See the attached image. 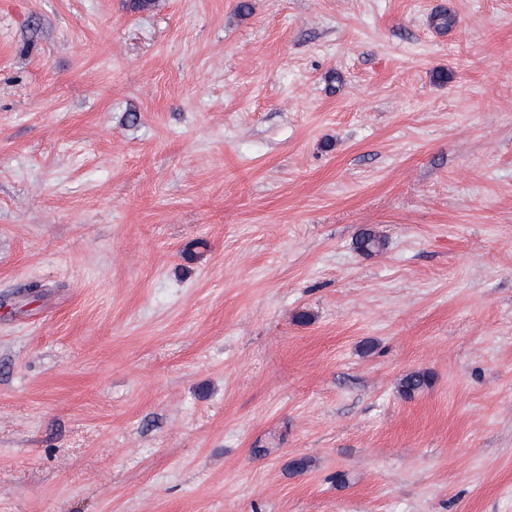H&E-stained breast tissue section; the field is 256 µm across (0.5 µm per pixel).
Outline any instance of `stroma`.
I'll return each mask as SVG.
<instances>
[{
	"mask_svg": "<svg viewBox=\"0 0 512 512\" xmlns=\"http://www.w3.org/2000/svg\"><path fill=\"white\" fill-rule=\"evenodd\" d=\"M236 4L0 0V512H512V0ZM432 383V376L428 371L417 370L405 374L399 381V393L406 397L411 398L416 393H419L428 388Z\"/></svg>",
	"mask_w": 512,
	"mask_h": 512,
	"instance_id": "1",
	"label": "stroma"
}]
</instances>
